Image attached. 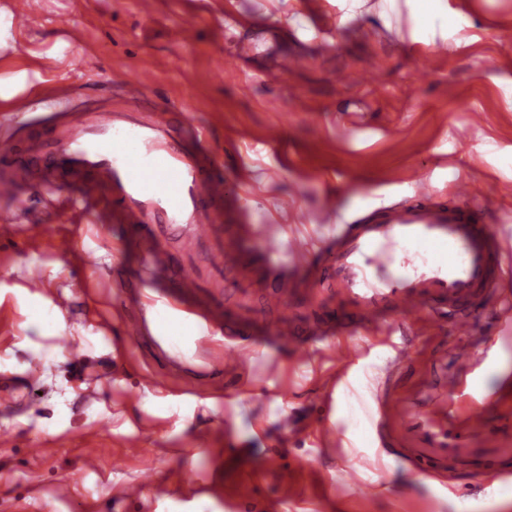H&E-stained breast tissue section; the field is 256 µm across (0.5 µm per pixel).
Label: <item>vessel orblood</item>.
Wrapping results in <instances>:
<instances>
[{
	"mask_svg": "<svg viewBox=\"0 0 512 512\" xmlns=\"http://www.w3.org/2000/svg\"><path fill=\"white\" fill-rule=\"evenodd\" d=\"M43 0H15L12 18L25 27L42 11ZM172 107L153 103L147 113L111 107L73 108L60 132L39 148L42 159H63L81 181L78 199L84 207L104 205L130 225L145 242L140 285H153L145 294V309L125 325L130 336L152 328L154 343L164 359H184L206 346L243 364L256 353V338L244 325L216 323L193 305L200 284L188 269L171 272L165 240L187 237L206 249L212 267L229 270L236 250L215 241L224 221V171L208 151L186 147L199 131L188 120H173ZM430 182L415 190L412 204L385 207L377 221L339 225L333 246L313 253L300 238L286 247L300 269L318 268L319 282L336 299V326L363 324L383 313L409 317L426 314L435 323H448L459 341L452 349L457 366L448 389L423 388L403 426L424 448L417 459L419 476L428 475L437 453L458 455L480 440L483 451L472 459L494 471L512 460L499 447V437L486 409L512 393V385L491 389L486 381L496 371L503 352L512 349V290L503 283L506 270L502 242L494 225L462 210L471 191L466 182L453 184L456 207L434 203ZM274 297L283 311L274 333L291 355L307 351L323 335L316 321L293 317L288 283H274ZM494 308L495 335L478 337L480 320ZM438 416L430 418L427 404Z\"/></svg>",
	"mask_w": 512,
	"mask_h": 512,
	"instance_id": "b4317fda",
	"label": "vessel or blood"
}]
</instances>
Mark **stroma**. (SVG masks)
<instances>
[{
    "label": "stroma",
    "instance_id": "1",
    "mask_svg": "<svg viewBox=\"0 0 512 512\" xmlns=\"http://www.w3.org/2000/svg\"><path fill=\"white\" fill-rule=\"evenodd\" d=\"M11 2L0 0V132L27 167L20 200H0L14 234L0 239V378L21 383L20 398L0 399V512H512V479L481 484L466 459L442 460L428 477L414 470L397 401L447 382L437 360L454 342L450 327L386 313L297 357L282 346L242 368L225 361L219 377L190 363L162 368L149 335L123 333L142 303L123 225L39 193L43 169L31 160L55 113L123 108L113 89L140 73L149 99L206 129L231 188L225 224L241 217L254 229L229 282L196 302L265 334L278 317L267 302L274 278L298 290V316L336 306L300 287V271L285 253L265 254L268 243L320 246L424 177L446 203L453 179L469 184L512 270V194L499 191L512 181V0H44L23 29ZM187 14L198 30L181 42L174 30ZM433 14L447 26L432 28ZM244 36L259 52L216 79L215 57ZM283 55L295 67L266 84ZM365 69L377 85L354 83ZM274 97L281 110L269 109ZM403 335L414 363L399 372L386 344ZM341 345L353 354L347 370ZM34 361L41 376L24 381ZM391 392L397 401L379 416ZM134 437L143 456L124 453ZM230 448L248 466L230 461ZM148 470L141 496L126 499Z\"/></svg>",
    "mask_w": 512,
    "mask_h": 512
}]
</instances>
